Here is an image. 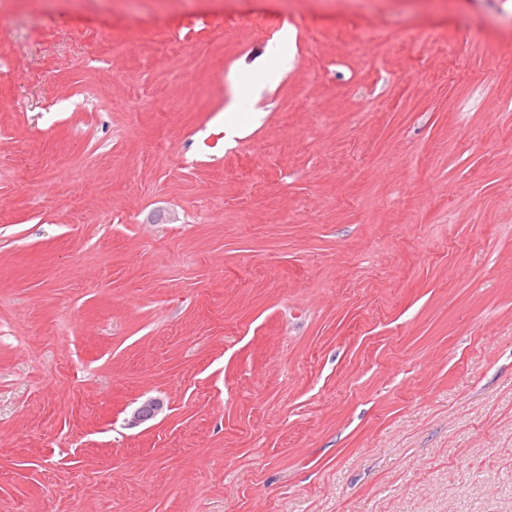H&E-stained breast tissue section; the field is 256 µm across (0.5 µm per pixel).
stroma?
<instances>
[{
    "mask_svg": "<svg viewBox=\"0 0 512 512\" xmlns=\"http://www.w3.org/2000/svg\"><path fill=\"white\" fill-rule=\"evenodd\" d=\"M0 512H512V0H0Z\"/></svg>",
    "mask_w": 512,
    "mask_h": 512,
    "instance_id": "stroma-1",
    "label": "stroma"
}]
</instances>
